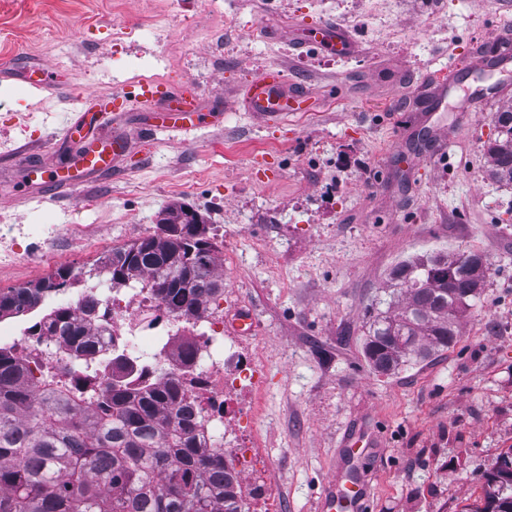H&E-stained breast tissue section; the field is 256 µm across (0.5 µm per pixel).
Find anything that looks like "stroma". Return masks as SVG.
Segmentation results:
<instances>
[{
  "mask_svg": "<svg viewBox=\"0 0 512 512\" xmlns=\"http://www.w3.org/2000/svg\"><path fill=\"white\" fill-rule=\"evenodd\" d=\"M0 0V196L23 189L19 147L67 158L60 132L79 96L133 94L113 80L112 30L142 29L171 54V79L200 96L204 117L190 139L138 127L155 102L131 111V138L114 175L78 198L38 194L0 205V239L26 234L34 259L0 263V290L87 270L112 248L154 234L160 214L199 213L218 248L224 334L257 388L224 403V453L264 486L280 512H317L330 477L367 484L371 512H461L484 474L512 448V184L491 171L486 146L496 114L512 106V72L466 68L471 42L512 22V0ZM234 17L235 28L221 19ZM347 30L346 53L322 44L318 26ZM455 60V92L499 84V103L460 126L454 109L422 114L415 89ZM281 66L303 94L281 123L250 112L258 72ZM52 68L56 86L31 89L25 76ZM447 127L436 159H406L424 121ZM439 250H475L489 269L482 296L447 350L391 375L363 356L365 324L390 296L399 262ZM252 313L255 328L233 322ZM368 434L377 448L344 447Z\"/></svg>",
  "mask_w": 512,
  "mask_h": 512,
  "instance_id": "35a3bbf8",
  "label": "stroma"
}]
</instances>
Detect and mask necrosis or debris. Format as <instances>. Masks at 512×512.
Wrapping results in <instances>:
<instances>
[{"label": "necrosis or debris", "mask_w": 512, "mask_h": 512, "mask_svg": "<svg viewBox=\"0 0 512 512\" xmlns=\"http://www.w3.org/2000/svg\"><path fill=\"white\" fill-rule=\"evenodd\" d=\"M146 41V34L126 28L113 30V75L127 73L131 59L146 54L152 59L154 71L165 70V53L149 50ZM82 295L94 299L107 314L106 320L95 326L96 357L115 352L125 355L136 368L148 370L150 379L158 381L179 371V339L192 343V372L198 381L195 393L207 417L203 438L208 445H218L224 435L222 405L226 392L240 379L251 388L260 382L259 374L245 375L239 369L234 344L224 340L223 313L209 311L199 318H162L157 314L158 303L145 288L130 289L125 300L97 288L83 290ZM1 343L23 355L32 386H39L43 372L49 369L71 387L95 383L87 370L77 367L64 343L48 333L32 335L20 326H0Z\"/></svg>", "instance_id": "necrosis-or-debris-1"}]
</instances>
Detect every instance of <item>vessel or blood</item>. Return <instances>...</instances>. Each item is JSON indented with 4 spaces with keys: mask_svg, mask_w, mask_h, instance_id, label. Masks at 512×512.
Listing matches in <instances>:
<instances>
[{
    "mask_svg": "<svg viewBox=\"0 0 512 512\" xmlns=\"http://www.w3.org/2000/svg\"><path fill=\"white\" fill-rule=\"evenodd\" d=\"M470 54V71L484 72L499 69L512 63V45L494 37L473 43ZM433 92L426 102L429 111L446 109L451 88L444 78L435 77L429 82ZM286 78L277 66L265 68L258 73L249 85L247 106L250 111L264 113L268 117L287 115L288 110L279 105L284 93ZM138 96L146 101H163L167 115L177 117L178 131L190 133L201 119L199 100L187 85L172 81L164 85L142 84ZM63 139H79L78 150L70 157L65 168L54 167L43 156L31 155L27 165L29 175L35 176L46 189L47 195H76L86 183L108 175L114 160L123 154L125 141L117 135H103L89 129L86 113H77L63 128Z\"/></svg>",
    "mask_w": 512,
    "mask_h": 512,
    "instance_id": "vessel-or-blood-1",
    "label": "vessel or blood"
}]
</instances>
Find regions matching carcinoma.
I'll use <instances>...</instances> for the list:
<instances>
[{"mask_svg":"<svg viewBox=\"0 0 512 512\" xmlns=\"http://www.w3.org/2000/svg\"><path fill=\"white\" fill-rule=\"evenodd\" d=\"M487 146L494 174L512 183V110L497 113ZM217 246L198 224H169L118 247L90 270L59 268L36 283L0 292V318L44 307L48 294L104 277L114 288L145 282L167 310L190 316L224 292ZM484 255L444 251L393 268L406 302L367 325L363 354L376 373L443 351L460 316L478 297ZM96 307H45L30 332L63 336L72 355L90 351ZM36 391L24 358L0 347V512H243L238 474L221 447L198 443L205 416L189 401L184 378L148 382L117 357L100 388L62 390L45 377ZM471 512H512V482Z\"/></svg>","mask_w":512,"mask_h":512,"instance_id":"cac0c4a2","label":"carcinoma"}]
</instances>
